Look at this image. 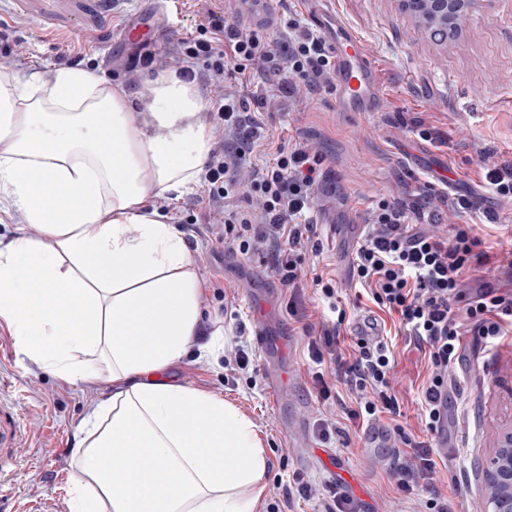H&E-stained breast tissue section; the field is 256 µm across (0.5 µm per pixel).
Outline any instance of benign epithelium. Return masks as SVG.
<instances>
[{"label": "benign epithelium", "instance_id": "7a95c632", "mask_svg": "<svg viewBox=\"0 0 512 512\" xmlns=\"http://www.w3.org/2000/svg\"><path fill=\"white\" fill-rule=\"evenodd\" d=\"M399 10L429 39L448 45V31L484 0H397ZM481 512H512V429L501 433L483 463Z\"/></svg>", "mask_w": 512, "mask_h": 512}]
</instances>
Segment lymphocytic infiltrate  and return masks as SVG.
Listing matches in <instances>:
<instances>
[{
  "instance_id": "lymphocytic-infiltrate-1",
  "label": "lymphocytic infiltrate",
  "mask_w": 512,
  "mask_h": 512,
  "mask_svg": "<svg viewBox=\"0 0 512 512\" xmlns=\"http://www.w3.org/2000/svg\"><path fill=\"white\" fill-rule=\"evenodd\" d=\"M283 35L266 41L254 33L227 26L223 13L208 11L195 35L177 48L179 75L200 88L223 84L212 132L209 161L200 179L211 206L224 210V241L240 254H265L282 282L300 298L307 254H320L313 242L309 213L315 185L323 176V154L305 141L277 142L267 133L262 115L279 103V94L298 99L332 83L335 65L323 37L288 15L281 17ZM287 72L277 93L249 103L239 87L247 74ZM246 207H231L238 189ZM366 227L349 275L356 298H367L379 310L397 315L399 329L414 339L427 363L422 382L420 423L433 433L440 418L438 400L451 389V369L462 356V342L474 336L486 350L512 340V286H467L473 271L485 267L512 274V249H482L471 225L438 231L431 199L413 195L380 199L365 219ZM326 304L329 325L323 343H310L312 360L337 365L339 380L352 403L344 413L361 426L386 413H400L391 384L396 366L389 336L354 337L349 356L336 350V338L347 311L336 297V281L328 272L311 279ZM395 441L414 444L407 464L394 468L398 488L414 493L418 481L432 479L438 465L426 442L412 443L401 424H393Z\"/></svg>"
}]
</instances>
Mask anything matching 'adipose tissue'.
Returning a JSON list of instances; mask_svg holds the SVG:
<instances>
[{"instance_id": "1", "label": "adipose tissue", "mask_w": 512, "mask_h": 512, "mask_svg": "<svg viewBox=\"0 0 512 512\" xmlns=\"http://www.w3.org/2000/svg\"><path fill=\"white\" fill-rule=\"evenodd\" d=\"M152 100L84 69L52 82L0 71V321L21 353L73 386L110 376L69 479L71 512H257L266 457L253 422L173 382L201 322L203 285L153 200L196 184L207 104L176 71ZM24 228L31 237H39V229L36 226L27 224L23 215L18 212L12 213V218L7 224L0 223V249H5L18 232V228Z\"/></svg>"}]
</instances>
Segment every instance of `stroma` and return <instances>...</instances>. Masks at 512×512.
I'll list each match as a JSON object with an SVG mask.
<instances>
[{
  "instance_id": "obj_1",
  "label": "stroma",
  "mask_w": 512,
  "mask_h": 512,
  "mask_svg": "<svg viewBox=\"0 0 512 512\" xmlns=\"http://www.w3.org/2000/svg\"><path fill=\"white\" fill-rule=\"evenodd\" d=\"M328 5L379 64L383 95L377 111H339L334 86L325 85L299 104L281 98L265 121L274 136L309 141L325 157V177L314 189L313 202L323 208L324 220L315 224L314 233L323 248L319 262L341 281L340 302L350 309V323L338 338L344 346L353 323L369 310L356 305L353 291L344 286L355 248L349 237H330V226L362 223L383 197L422 193L444 211L450 200L465 195L476 209L461 214L460 223L472 225L494 249L512 244V203L497 199L477 175L480 159L494 163L512 157V0H486L462 23L457 40L445 46L432 43L400 12L396 0H328ZM154 10L155 0H121L109 12L99 0H0V32L18 47L12 70L39 74L47 82L68 67L74 47L69 29L81 24L87 32L82 68L122 88L134 50L121 31L130 23L150 26ZM286 12L303 24L311 22L306 0H276V19L266 24L253 23L237 0H224L228 24L266 40L279 37L277 18ZM420 118L434 122L439 141L418 137L415 122ZM162 202L183 233L204 285L205 322L223 324L225 341H233L237 323H251L247 300L270 298L264 321L270 335L290 345L292 403L307 419L313 446L345 458L358 493L367 500L359 512H419V497L398 490L388 462L366 458L358 427L343 419L330 440L318 436L317 421L327 405L312 378L316 366L309 345L319 338L328 311L316 304L312 288H305L301 298L305 318L289 314V288L270 263L259 255L236 254L220 241L224 226L209 224L203 185L166 193ZM230 289L235 301L228 309L224 293ZM209 340L206 334L195 337L169 377L232 402L257 425L267 457V485L289 483L297 474L328 483L331 476L322 464H302L292 439L282 432L263 354H256L248 373L228 385L223 357L202 351ZM464 345L450 397L452 406L465 407L468 418L454 425L448 457L438 464L437 485L447 492L454 512H476L483 491L481 462L499 431L512 426V346L488 352L470 336ZM395 355L400 423L415 443L426 438L417 418L424 360L402 336L396 339ZM0 391L14 401L26 427L8 478L13 491L0 501V512H28L49 497L56 512H71L66 484L82 437L81 421L93 404L111 397V378L70 385L28 360L1 322ZM411 445L396 448L394 457L410 458Z\"/></svg>"
}]
</instances>
